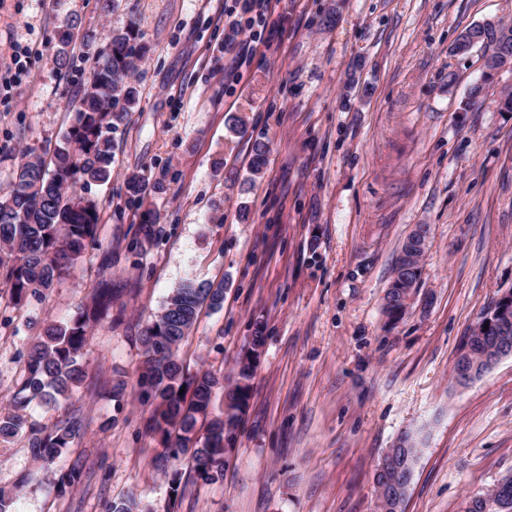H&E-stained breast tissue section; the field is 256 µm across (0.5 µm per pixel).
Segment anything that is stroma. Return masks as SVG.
<instances>
[{
	"mask_svg": "<svg viewBox=\"0 0 512 512\" xmlns=\"http://www.w3.org/2000/svg\"><path fill=\"white\" fill-rule=\"evenodd\" d=\"M132 19L149 52L112 132L111 178L88 190L98 240L45 295L17 305L0 291V402L40 327L67 322L103 270L122 312L81 352L85 434L50 465L23 438L0 447L14 512H103L130 494L142 512H373L374 469L408 430L423 448L404 512H465L512 474V357L463 388L452 374L463 336L512 289V68L467 106L484 51L450 47L465 27L512 22V0H272L253 42L241 0H0V73L28 54L19 84L0 86V192L24 156L52 157L79 79ZM66 31L68 75L55 63ZM144 223L158 234L138 247ZM417 224L431 228L421 283L391 323L385 291ZM188 279L224 287L179 349L190 370L231 373L254 322L268 338L223 481L189 478L175 497L168 476L190 465L145 434L135 371L144 329ZM78 457L81 481L57 493Z\"/></svg>",
	"mask_w": 512,
	"mask_h": 512,
	"instance_id": "stroma-1",
	"label": "stroma"
}]
</instances>
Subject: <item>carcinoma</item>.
I'll return each mask as SVG.
<instances>
[{"label": "carcinoma", "mask_w": 512, "mask_h": 512, "mask_svg": "<svg viewBox=\"0 0 512 512\" xmlns=\"http://www.w3.org/2000/svg\"><path fill=\"white\" fill-rule=\"evenodd\" d=\"M459 37L478 38L488 49V57L512 55V25L501 20L474 24ZM71 36L61 39L56 50L60 69L68 73L72 58L68 51ZM149 48L140 41L136 21L112 34L100 50L74 102V123L63 136V146L50 160L30 156L18 166L9 191L0 197V282L9 288L15 304L32 295L54 288L61 277L74 269L86 247L97 240L101 219L95 199L68 191V186L103 183L109 179L112 164V130L125 123L139 102L140 87L130 80ZM252 172L257 175L265 164L268 145L254 141ZM422 258L409 263V270L392 276L385 297L390 303L384 313L391 321L403 314L401 296L409 281H420ZM224 288L188 280L167 298L161 313L145 329L141 338L142 360L136 373L138 400L151 408L148 429L159 435L168 455L186 457L193 478L204 483L224 479V442L234 439L235 431L251 398L255 368H236L229 384L224 375L199 368L189 372L178 355L182 341L192 330L199 311L207 303L222 306ZM112 310L111 280L104 277L94 289L91 301L63 325L41 327L27 355L25 373L8 408L0 409V445L17 437L26 440L32 457L45 464L58 458L84 431V417L73 399L86 377L79 361L90 328ZM495 336H466L462 348L472 359H480L496 346ZM222 392L224 407L215 410L216 392ZM65 407L67 413L48 429L28 420L34 404ZM415 442L400 474L403 486L411 482L420 448L421 435L406 431ZM84 463L77 458L61 476L58 490L78 483ZM512 500V474L503 476L494 487L474 495L467 512H500L496 505ZM106 512H140L135 496L114 500Z\"/></svg>", "instance_id": "obj_1"}]
</instances>
